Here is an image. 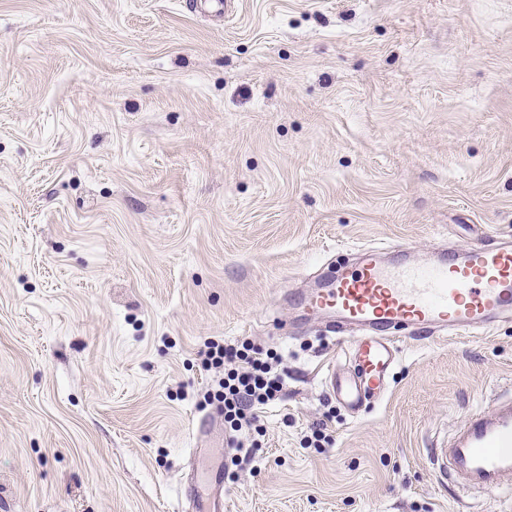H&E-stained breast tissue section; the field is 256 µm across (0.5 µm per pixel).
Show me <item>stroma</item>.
I'll return each mask as SVG.
<instances>
[{
	"label": "stroma",
	"mask_w": 512,
	"mask_h": 512,
	"mask_svg": "<svg viewBox=\"0 0 512 512\" xmlns=\"http://www.w3.org/2000/svg\"><path fill=\"white\" fill-rule=\"evenodd\" d=\"M0 0V512H457L425 450L512 322L405 335L350 416L291 298L369 244L512 238V0ZM287 372L236 460L207 339ZM328 422L330 444L305 438Z\"/></svg>",
	"instance_id": "stroma-1"
}]
</instances>
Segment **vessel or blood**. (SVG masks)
<instances>
[{
	"instance_id": "1",
	"label": "vessel or blood",
	"mask_w": 512,
	"mask_h": 512,
	"mask_svg": "<svg viewBox=\"0 0 512 512\" xmlns=\"http://www.w3.org/2000/svg\"><path fill=\"white\" fill-rule=\"evenodd\" d=\"M299 302L312 315L335 311L329 333L351 338L344 364L330 368L325 386L354 416L387 392L402 331L482 336L512 317V241L444 249L427 266L401 246L390 262L370 259L358 271L329 275ZM430 456L457 495L512 497V393L472 410Z\"/></svg>"
}]
</instances>
